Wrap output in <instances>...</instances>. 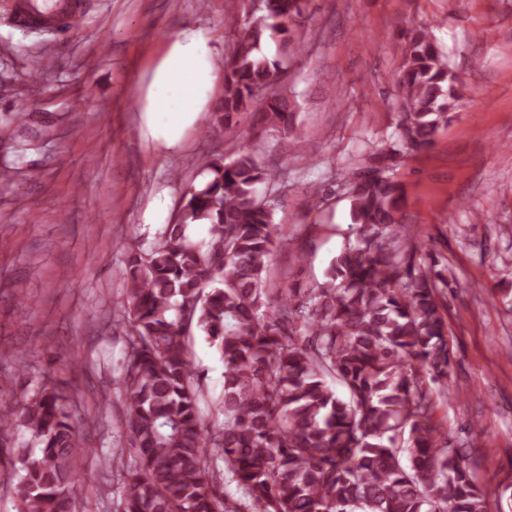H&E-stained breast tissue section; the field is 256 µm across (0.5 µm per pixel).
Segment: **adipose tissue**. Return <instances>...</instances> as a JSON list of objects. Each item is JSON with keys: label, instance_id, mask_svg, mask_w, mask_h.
I'll use <instances>...</instances> for the list:
<instances>
[{"label": "adipose tissue", "instance_id": "adipose-tissue-1", "mask_svg": "<svg viewBox=\"0 0 512 512\" xmlns=\"http://www.w3.org/2000/svg\"><path fill=\"white\" fill-rule=\"evenodd\" d=\"M213 49L186 28L168 46L144 90L143 118L151 137L166 147L179 144L207 104L215 75Z\"/></svg>", "mask_w": 512, "mask_h": 512}]
</instances>
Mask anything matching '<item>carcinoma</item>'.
Listing matches in <instances>:
<instances>
[{"instance_id": "cac0c4a2", "label": "carcinoma", "mask_w": 512, "mask_h": 512, "mask_svg": "<svg viewBox=\"0 0 512 512\" xmlns=\"http://www.w3.org/2000/svg\"><path fill=\"white\" fill-rule=\"evenodd\" d=\"M230 0L235 29L224 57L217 124L245 114L288 131L291 103L276 87L274 34L288 33L304 0ZM399 137L348 180L356 240L317 288H271L265 274L282 236L256 186L276 180L242 151L217 160L184 195L177 221L149 251L126 249L123 317L129 353L117 390L133 454L103 459L119 471L123 512H239L210 479L224 463L258 512H487L463 448L434 421L428 381L448 378V280L403 222L405 192L387 175L433 144L459 98V78L423 29L407 36L397 76ZM205 224L198 242L189 228ZM196 328L224 362V424L205 423L186 337ZM24 428L36 458L14 448ZM0 475L17 472L18 512H74L79 459L89 452L68 400L45 382L0 412Z\"/></svg>"}]
</instances>
